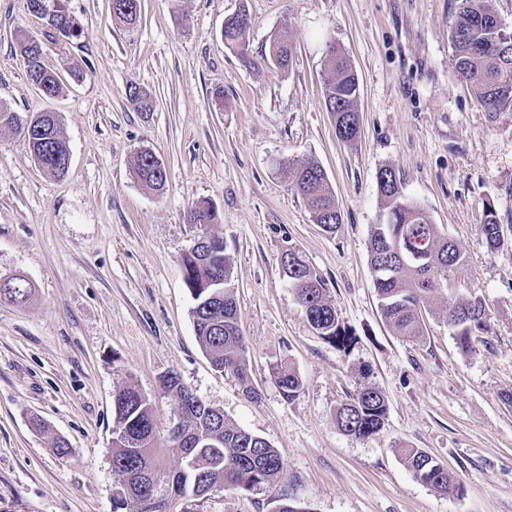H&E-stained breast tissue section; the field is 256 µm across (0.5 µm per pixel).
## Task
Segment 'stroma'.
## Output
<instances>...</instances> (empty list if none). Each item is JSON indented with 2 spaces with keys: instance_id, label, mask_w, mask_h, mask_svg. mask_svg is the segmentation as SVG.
Masks as SVG:
<instances>
[{
  "instance_id": "stroma-1",
  "label": "stroma",
  "mask_w": 512,
  "mask_h": 512,
  "mask_svg": "<svg viewBox=\"0 0 512 512\" xmlns=\"http://www.w3.org/2000/svg\"><path fill=\"white\" fill-rule=\"evenodd\" d=\"M456 2L141 0L128 26L109 0H65L79 27L68 40L46 37L27 0H0V105L57 112L71 152L58 180L18 130L0 129V278L35 289L27 303L0 302V512H112V397L130 382L152 400L157 444L177 465V402L160 386L169 371L278 451L288 493L308 512H512V110L489 116L452 67ZM242 8L252 19L244 58L222 36ZM22 29L43 39V61L63 79L52 100L26 77ZM280 33L296 48L287 69L263 59ZM330 40L359 81L353 145L337 139L323 103ZM133 83L153 111L130 104ZM144 151L166 169L163 191L133 175ZM283 159L326 171L342 213L335 232L314 224ZM384 166L467 258L427 302L414 341L383 319L369 262ZM200 200L219 212L209 231L230 258L254 399L213 370L195 334L181 258L202 232L185 218ZM489 204L505 237L495 252L479 224ZM291 250L325 280L356 337L348 351L308 323L283 276ZM460 295L480 297L491 324L467 351L446 320ZM277 363L302 378L293 400L270 374ZM367 387L387 398L385 425L345 435L336 409ZM404 447L447 466L460 490L416 480ZM275 507L270 494L233 491L195 505Z\"/></svg>"
}]
</instances>
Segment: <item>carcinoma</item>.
<instances>
[{
  "label": "carcinoma",
  "mask_w": 512,
  "mask_h": 512,
  "mask_svg": "<svg viewBox=\"0 0 512 512\" xmlns=\"http://www.w3.org/2000/svg\"><path fill=\"white\" fill-rule=\"evenodd\" d=\"M112 16L134 24L140 16V0H110ZM458 12L450 31L452 66L469 81L477 98L489 113L512 110V56L505 58L495 49L497 44L512 43V28L503 24L492 11L488 0H458ZM42 8L41 18L53 25L46 35L65 38L78 35V25L61 0H27L32 11ZM250 17L246 9L224 20V46L245 56L246 34ZM275 56L266 61L280 68L289 66L294 57L293 43L284 36L270 41ZM19 47L30 83L39 86L45 98L57 96L61 78L43 63L42 41L32 42L23 33ZM358 78L349 58L337 46L329 51V74L324 83L323 101L336 123V136L342 142L356 143L359 121L357 99ZM128 98L139 112L152 110L151 97L136 84L128 87ZM39 119L41 131L27 141L38 166L53 177L68 171V144L61 134L57 113L44 109L31 115ZM295 192L308 205L314 223L333 232L342 223V214L329 185L327 173L315 162L288 163L286 166ZM139 181L160 191L166 184L162 161L150 152L141 153L135 163ZM377 192L384 211L380 223L373 225L369 241L370 266L373 272L378 307L387 325L398 335L415 339L423 334L421 306L447 284L448 272L461 267L466 257L457 244L441 233L439 225L420 204L403 191L401 177L383 167L377 174ZM187 222L206 227L218 223V212L209 201L192 204ZM482 233L489 249L504 244L502 225L492 205L480 216ZM282 266L291 288L300 301L312 328L339 349L353 343L351 333L338 319L336 308L326 298L325 281L299 254L294 261L283 256ZM184 284L193 301L191 309L196 336L213 369L237 376L245 393L258 397L245 362V348L239 326V315L230 280V261L224 245L191 249L182 256ZM11 287L0 291V300L25 302L32 293L30 282L22 276L10 278ZM448 328L464 351L472 346L474 333L487 329L486 309L481 298L461 296L448 307ZM272 375L286 400H292L302 389L297 371L277 364ZM172 395L178 409H184L186 387L172 373L161 383ZM388 413L385 395L375 387H367L341 404L335 413L337 427L349 436L364 438L384 427ZM112 437V471L118 476L117 486L123 496L113 498V512H154L147 508L154 493L166 498V510L174 512L177 504L186 505L206 498L205 489L221 492H274L282 497L286 491L283 465L278 452L265 439L232 425L224 412L206 402L185 412L189 436L175 443L180 459L174 468L164 462L165 449L155 444V420L150 400L128 383L114 393ZM405 463L413 476L435 490H457L460 484L443 464L419 448L403 450Z\"/></svg>",
  "instance_id": "obj_1"
}]
</instances>
